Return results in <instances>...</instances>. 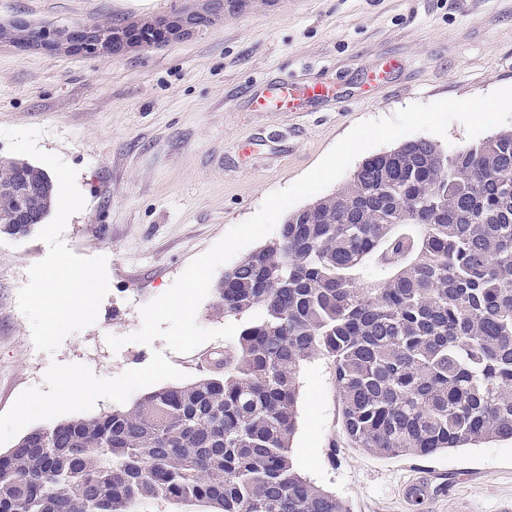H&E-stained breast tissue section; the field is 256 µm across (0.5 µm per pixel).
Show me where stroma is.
<instances>
[{"instance_id": "obj_1", "label": "stroma", "mask_w": 512, "mask_h": 512, "mask_svg": "<svg viewBox=\"0 0 512 512\" xmlns=\"http://www.w3.org/2000/svg\"><path fill=\"white\" fill-rule=\"evenodd\" d=\"M208 2L0 0V159L40 166L56 198L80 200L53 206L27 235L0 234V453L36 428L196 379L224 340L178 354L159 339L115 352L105 337L136 332L142 306L355 124L512 86V0H248L207 28L114 53L13 39L25 28L141 27ZM270 81L329 93L283 112L257 104ZM60 263L97 278L68 290L70 315L55 324L43 299ZM63 370L85 392L31 413ZM299 383L290 453L350 512H512V440L380 457L341 443L328 361L305 363ZM421 470L437 493L411 506L403 487Z\"/></svg>"}]
</instances>
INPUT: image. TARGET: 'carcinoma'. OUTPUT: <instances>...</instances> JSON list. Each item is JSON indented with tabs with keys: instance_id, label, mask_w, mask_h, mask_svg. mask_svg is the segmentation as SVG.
Listing matches in <instances>:
<instances>
[{
	"instance_id": "obj_1",
	"label": "carcinoma",
	"mask_w": 512,
	"mask_h": 512,
	"mask_svg": "<svg viewBox=\"0 0 512 512\" xmlns=\"http://www.w3.org/2000/svg\"><path fill=\"white\" fill-rule=\"evenodd\" d=\"M54 202L42 168L0 166L1 233L27 234ZM368 264L386 278L365 284ZM215 292L235 343L189 383L22 437L0 453V512H350L290 455L299 368L320 357L352 448L512 439V129L366 157Z\"/></svg>"
}]
</instances>
